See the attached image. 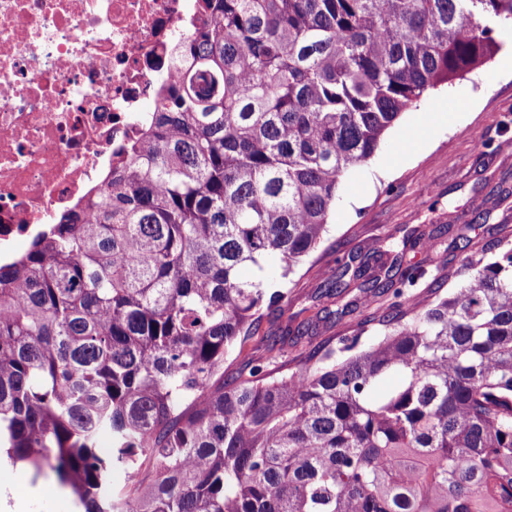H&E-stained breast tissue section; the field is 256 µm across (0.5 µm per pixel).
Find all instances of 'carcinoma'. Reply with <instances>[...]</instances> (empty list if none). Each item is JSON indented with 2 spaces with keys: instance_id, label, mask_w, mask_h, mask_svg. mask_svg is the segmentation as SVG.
Wrapping results in <instances>:
<instances>
[{
  "instance_id": "carcinoma-1",
  "label": "carcinoma",
  "mask_w": 512,
  "mask_h": 512,
  "mask_svg": "<svg viewBox=\"0 0 512 512\" xmlns=\"http://www.w3.org/2000/svg\"><path fill=\"white\" fill-rule=\"evenodd\" d=\"M196 3L110 185L0 262V460L82 512H512V247L424 305V266L362 262L358 302L394 299L374 342L224 374L342 177L494 57L512 0Z\"/></svg>"
}]
</instances>
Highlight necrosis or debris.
<instances>
[{"mask_svg": "<svg viewBox=\"0 0 512 512\" xmlns=\"http://www.w3.org/2000/svg\"><path fill=\"white\" fill-rule=\"evenodd\" d=\"M193 16L192 0H0V257L101 186Z\"/></svg>", "mask_w": 512, "mask_h": 512, "instance_id": "necrosis-or-debris-1", "label": "necrosis or debris"}]
</instances>
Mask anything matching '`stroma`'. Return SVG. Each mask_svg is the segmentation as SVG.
I'll list each match as a JSON object with an SVG mask.
<instances>
[{
	"label": "stroma",
	"instance_id": "stroma-1",
	"mask_svg": "<svg viewBox=\"0 0 512 512\" xmlns=\"http://www.w3.org/2000/svg\"><path fill=\"white\" fill-rule=\"evenodd\" d=\"M451 101L454 116L431 126L430 113ZM442 224L469 225L467 239L437 234ZM416 229L433 233L431 249L404 248V238ZM497 239L512 242V72L502 71L495 57L429 91L418 107L402 114L375 155L344 177L322 245L290 275L281 306L264 312L239 358H228L224 368L237 373L250 359L274 370L292 368L329 340L356 335L361 344L373 342L383 312L377 298L334 321H317L298 342H272L330 306L323 282L337 273V258L381 252L375 267L381 276L399 252L404 262L425 263L451 289L462 280V259ZM4 471L11 479L0 481V512H76L64 492L39 488L17 499L16 487L29 484L31 475L0 461Z\"/></svg>",
	"mask_w": 512,
	"mask_h": 512
}]
</instances>
